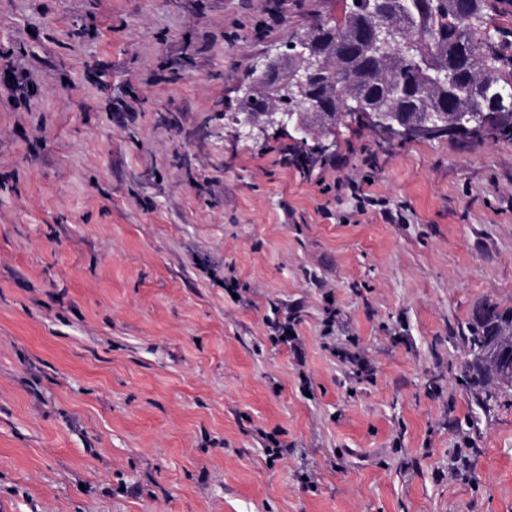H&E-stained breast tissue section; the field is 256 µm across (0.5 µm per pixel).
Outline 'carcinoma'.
<instances>
[{
    "mask_svg": "<svg viewBox=\"0 0 512 512\" xmlns=\"http://www.w3.org/2000/svg\"><path fill=\"white\" fill-rule=\"evenodd\" d=\"M344 2L341 18L319 19L304 33L325 65L311 82L315 120L328 125L321 113L344 112L346 98L357 95L387 105L409 121L440 112L454 125L461 113L482 110L490 118L473 138L512 141V110L508 102L492 97L495 87L512 85V50L480 38L485 0H430L429 8L419 13L405 10L400 0H378L375 5L367 0ZM380 19L413 38L406 53L362 52V40ZM438 72L448 75L446 83L432 82ZM394 85L402 87L404 94L392 97ZM271 106L297 111L303 104L279 99L266 87L241 102L246 112H263ZM478 311L480 315L467 326L471 361L466 384L485 403L489 398L483 393L489 384L512 388V374H503L498 362L506 353L512 356V309L486 302Z\"/></svg>",
    "mask_w": 512,
    "mask_h": 512,
    "instance_id": "obj_1",
    "label": "carcinoma"
}]
</instances>
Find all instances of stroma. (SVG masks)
Instances as JSON below:
<instances>
[{"label":"stroma","instance_id":"stroma-1","mask_svg":"<svg viewBox=\"0 0 512 512\" xmlns=\"http://www.w3.org/2000/svg\"><path fill=\"white\" fill-rule=\"evenodd\" d=\"M265 6L0 0V512H512L463 340L512 308V141L246 134L255 56L344 9ZM365 175L395 220L326 189Z\"/></svg>","mask_w":512,"mask_h":512}]
</instances>
